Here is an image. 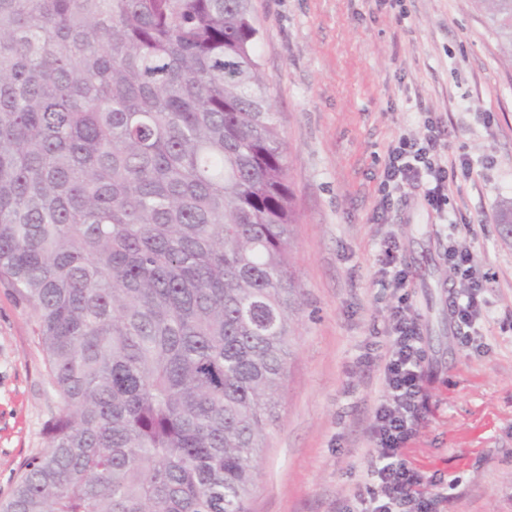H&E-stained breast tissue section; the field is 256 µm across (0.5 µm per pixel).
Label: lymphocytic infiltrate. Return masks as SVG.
I'll return each mask as SVG.
<instances>
[{"mask_svg":"<svg viewBox=\"0 0 512 512\" xmlns=\"http://www.w3.org/2000/svg\"><path fill=\"white\" fill-rule=\"evenodd\" d=\"M423 139H400L391 147L384 164L382 192L407 186H424L425 197L434 208L448 200V169L438 161L440 130L433 120H425ZM448 257L469 283L462 296L453 302V316L466 336L479 332L483 301L480 283L473 277L470 253L449 249ZM392 345L383 359L387 398L375 409L370 436L379 449L369 464L376 483L375 492L364 502L363 512H407L416 505L417 512H432L427 498H415L417 481L402 458L404 442L413 434L417 419V398L424 371V351L420 329L407 299L392 307L388 321Z\"/></svg>","mask_w":512,"mask_h":512,"instance_id":"1","label":"lymphocytic infiltrate"}]
</instances>
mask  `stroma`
<instances>
[{"label":"stroma","mask_w":512,"mask_h":512,"mask_svg":"<svg viewBox=\"0 0 512 512\" xmlns=\"http://www.w3.org/2000/svg\"><path fill=\"white\" fill-rule=\"evenodd\" d=\"M250 4L299 215L303 306L249 512H342L366 494L369 426L386 396L376 358L390 343L391 300L377 279L390 237L426 352L405 463L438 512H512V238L496 222L512 199V55L479 0ZM428 115L454 172L448 202L435 209L408 188L383 208L387 151L422 138ZM451 244L473 254L483 286L469 342L449 310L464 285ZM33 329L0 276V499L45 448L60 407Z\"/></svg>","instance_id":"1"}]
</instances>
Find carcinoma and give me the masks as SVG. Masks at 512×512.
Instances as JSON below:
<instances>
[{
	"mask_svg": "<svg viewBox=\"0 0 512 512\" xmlns=\"http://www.w3.org/2000/svg\"><path fill=\"white\" fill-rule=\"evenodd\" d=\"M258 37L249 0H0V275L62 399L0 512H248L302 306Z\"/></svg>",
	"mask_w": 512,
	"mask_h": 512,
	"instance_id": "obj_1",
	"label": "carcinoma"
}]
</instances>
